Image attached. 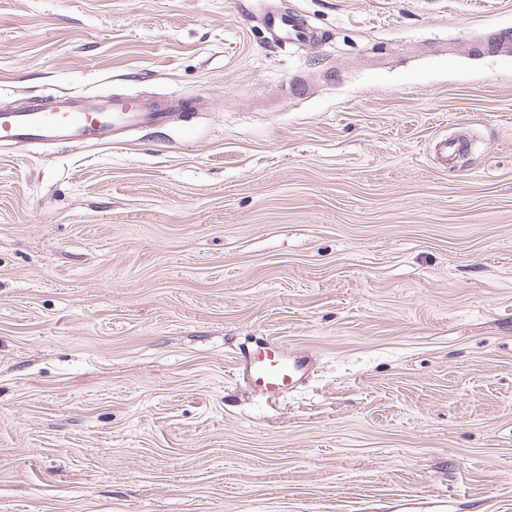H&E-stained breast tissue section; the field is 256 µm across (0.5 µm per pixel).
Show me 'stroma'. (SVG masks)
Listing matches in <instances>:
<instances>
[{
    "mask_svg": "<svg viewBox=\"0 0 512 512\" xmlns=\"http://www.w3.org/2000/svg\"><path fill=\"white\" fill-rule=\"evenodd\" d=\"M265 3L0 0V101L193 103L0 144V512H512V0ZM262 24L274 43H309L311 40L307 28L299 17L282 10L276 4H269V8L263 15ZM235 373L255 388L271 406H278L310 376L312 356L269 342L240 352Z\"/></svg>",
    "mask_w": 512,
    "mask_h": 512,
    "instance_id": "stroma-1",
    "label": "stroma"
}]
</instances>
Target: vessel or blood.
<instances>
[{
	"label": "vessel or blood",
	"instance_id": "vessel-or-blood-1",
	"mask_svg": "<svg viewBox=\"0 0 512 512\" xmlns=\"http://www.w3.org/2000/svg\"><path fill=\"white\" fill-rule=\"evenodd\" d=\"M262 23L273 42H309L307 28L296 14L270 5ZM178 97L30 96L0 106V144L51 143L70 140L93 146L112 144L124 128H160L188 109ZM311 356L269 342L240 353L235 373L270 405H279L310 376Z\"/></svg>",
	"mask_w": 512,
	"mask_h": 512
}]
</instances>
